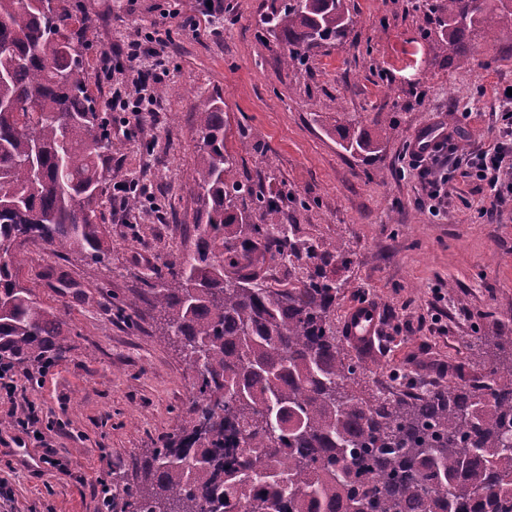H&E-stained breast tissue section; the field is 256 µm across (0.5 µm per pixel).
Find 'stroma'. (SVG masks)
Returning <instances> with one entry per match:
<instances>
[{
    "mask_svg": "<svg viewBox=\"0 0 512 512\" xmlns=\"http://www.w3.org/2000/svg\"><path fill=\"white\" fill-rule=\"evenodd\" d=\"M223 3L216 23L203 0H65L73 16L95 20L84 59L111 141L96 208L109 248L100 263L41 242L23 249L19 279L60 311L70 350L37 382V366L18 365L15 402L0 397V512H125L135 466L185 423L192 378L177 343L155 315L129 319L123 309L192 244L203 209L195 114L210 99L224 102L235 178L295 197L278 223L348 245L347 264L327 272L346 285L337 327L353 305L378 312L374 347L351 351L367 385L406 368L443 387L468 384L493 355L489 345L467 350L471 337L512 332V212L483 214L485 192L462 168L440 213L421 209L425 186L406 154L414 135L444 122L458 129L459 154L496 143L512 37L477 41L468 60L447 65L432 61L410 0H348L346 43L287 66L258 26L269 0ZM165 12L169 75L156 111L131 124L107 108L125 77L103 80L99 58L153 32ZM341 111L366 123L394 114L380 153L366 160L341 148ZM129 179L146 188L132 214L113 197L114 183ZM15 404L34 406L41 437L15 423ZM49 446L69 474L43 463Z\"/></svg>",
    "mask_w": 512,
    "mask_h": 512,
    "instance_id": "stroma-1",
    "label": "stroma"
}]
</instances>
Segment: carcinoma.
I'll use <instances>...</instances> for the list:
<instances>
[{
    "label": "carcinoma",
    "mask_w": 512,
    "mask_h": 512,
    "mask_svg": "<svg viewBox=\"0 0 512 512\" xmlns=\"http://www.w3.org/2000/svg\"><path fill=\"white\" fill-rule=\"evenodd\" d=\"M435 59L472 53L473 38L512 34V0H421ZM78 23V30L70 29ZM77 20L0 0V361L41 363L70 347L60 313L19 280L21 248L39 241L98 262L96 221L108 132L87 82ZM346 0H271L260 18L286 65L342 43ZM336 125L340 146L377 154L394 129L377 113ZM196 183L205 222L167 274L146 282L162 336L194 374L190 420L150 450L126 487L132 512H512V335L463 387L366 385L337 336L347 262L340 240L301 239L293 224H250L245 200L269 215L288 204L233 178L224 106L196 113ZM284 267L272 288L265 264Z\"/></svg>",
    "instance_id": "cac0c4a2"
}]
</instances>
